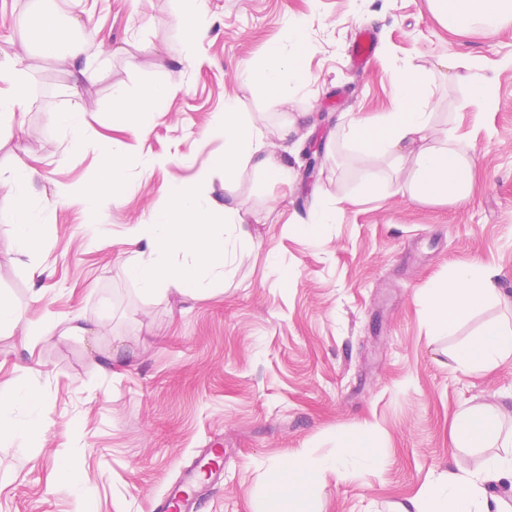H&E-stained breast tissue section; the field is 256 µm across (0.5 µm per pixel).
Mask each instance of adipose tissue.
I'll return each mask as SVG.
<instances>
[{
	"instance_id": "ef3b65f1",
	"label": "adipose tissue",
	"mask_w": 512,
	"mask_h": 512,
	"mask_svg": "<svg viewBox=\"0 0 512 512\" xmlns=\"http://www.w3.org/2000/svg\"><path fill=\"white\" fill-rule=\"evenodd\" d=\"M428 4L433 15L457 33L477 28L492 37L512 26V0H428ZM86 50V40L65 42L54 34H43L39 45L41 57L68 65L77 87L95 77L81 65ZM305 50L303 24L289 23L285 42L269 49L263 64L248 72V80L270 92L279 105H292L295 93L309 80L298 63ZM455 66V59L449 58L398 68L392 110L350 120L344 130L345 139L361 156L382 162L389 169L390 184L397 192L418 203L460 204L474 189V164L467 145H453L441 138L426 95L441 69ZM172 93V88L161 82L142 85L133 97L122 85L112 89L113 97L124 103L123 122L133 131L146 129L154 112ZM212 133L223 139V152L189 181L174 186L171 206L154 211L147 223L136 225L122 242L121 270L142 295L173 290L198 297L223 283L249 257L253 233L240 208L219 202L205 191L216 174H223L228 196L236 193L240 175L249 168L261 170L274 181L288 179V169L280 157L265 150L264 126L251 113L238 111L234 102H225ZM128 168V157L120 145L104 150L101 186L86 192L87 210L97 208L101 187L124 183ZM13 212L15 252L30 256L39 227L49 223L52 211L46 206L32 208L19 199ZM502 296L494 268L462 267L447 283L430 289L423 301L424 317L433 335L453 336L477 309ZM511 356L512 328L497 322L487 323L448 351L455 369L463 373L495 368ZM451 439L457 448L499 446L503 452L486 459L476 470L455 460L453 470L426 483L415 497L400 504L398 512H512V503L491 490L495 484L512 489V431L504 432L501 409L486 405L460 410L451 424ZM337 446L339 453L333 457L311 458L300 452L282 462L265 512H307L323 471L341 472L343 460L349 457L357 458L361 466L372 465L373 450L361 446L354 436L340 434Z\"/></svg>"
}]
</instances>
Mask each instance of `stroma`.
<instances>
[{
	"instance_id": "1",
	"label": "stroma",
	"mask_w": 512,
	"mask_h": 512,
	"mask_svg": "<svg viewBox=\"0 0 512 512\" xmlns=\"http://www.w3.org/2000/svg\"><path fill=\"white\" fill-rule=\"evenodd\" d=\"M30 2L0 0V67L23 69L28 81L24 105L0 123V297L36 324L79 312L107 330L92 341L56 336L31 349L20 334L0 333V395L14 396L15 421L42 424L38 435L0 442V512H153L206 448L223 449L224 479L198 512H263L279 461L302 451L336 455L338 433L361 438L368 424L374 465L350 460L343 476L325 472L310 507L394 512L448 469L458 410L490 404L512 414V361L455 371V339L429 336L419 305L427 288L470 264L495 266L512 295V28L492 38L456 35L427 0H205L210 35L186 62L178 0H52L62 34L88 38L99 73L84 90L86 128L76 143L50 125L51 113L73 104L67 68L31 55L17 24ZM299 18L311 77L295 103L304 119L298 134L275 143L290 183L250 169L239 180L255 236L250 257L215 295L143 297L119 269L120 240L170 206L171 184L222 151L223 140L206 132L225 100L276 134L282 106L242 74ZM360 27L377 39L362 73L348 59ZM445 55L456 59L455 74L428 94L439 127L470 145L472 196L439 206L387 186L365 194L363 176L379 179L384 169L360 160L342 139L344 127L391 111L395 69ZM482 76L493 81L490 112L472 100ZM148 81L175 92L152 125L134 133L121 124L112 86L133 94ZM314 137L322 162L309 179L302 151ZM51 139L49 157L42 146ZM114 141L129 155L127 182L104 191L88 213L84 194L98 186L102 152ZM147 156L171 162L146 172ZM17 157L40 172L23 193L7 175ZM21 193L33 206L55 207L33 253L43 268L35 279L13 249ZM336 198V223L300 232L315 207ZM113 354L120 363L107 366ZM26 390L40 407L23 399ZM65 455L81 460L82 474L58 478Z\"/></svg>"
}]
</instances>
